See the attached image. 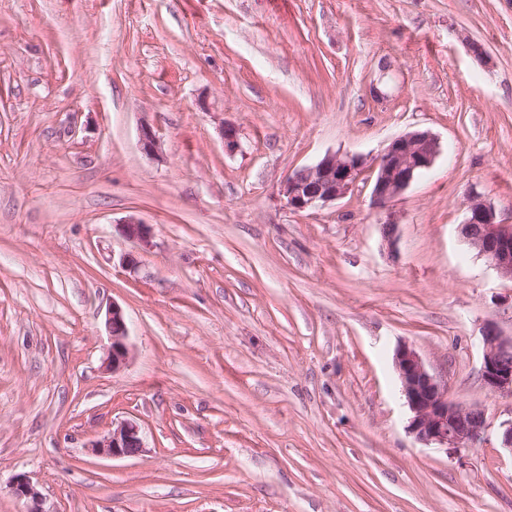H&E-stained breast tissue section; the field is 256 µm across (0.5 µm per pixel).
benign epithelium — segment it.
<instances>
[{"instance_id":"benign-epithelium-1","label":"benign epithelium","mask_w":512,"mask_h":512,"mask_svg":"<svg viewBox=\"0 0 512 512\" xmlns=\"http://www.w3.org/2000/svg\"><path fill=\"white\" fill-rule=\"evenodd\" d=\"M441 153L438 138L429 131H412L393 139L372 164L375 179L371 205L386 214L382 221L383 238L395 245L397 222L391 212L393 203L409 188L419 171L433 166ZM367 160L354 153L326 155L316 165L286 176L281 193L288 208L300 212L333 202L356 185ZM464 237L502 275L512 279V224L497 219L494 207L474 193L468 198L467 216L461 227ZM123 236L136 246L149 243L145 224L130 217L122 223ZM110 345L106 368L120 371L128 362V327L122 307L112 304L105 316ZM483 353L481 381L493 394L512 396V337L503 336L489 323L482 330ZM394 367L411 413L408 429L417 441L454 452L480 444L486 430L483 411L465 409L448 399L447 384L432 375L417 350L407 344L394 353ZM88 451L100 458L136 457L145 451L137 424L123 422L112 432L92 442ZM14 495L26 501V512H50L35 484L25 475L15 479Z\"/></svg>"}]
</instances>
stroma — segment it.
<instances>
[{
  "instance_id": "stroma-1",
  "label": "stroma",
  "mask_w": 512,
  "mask_h": 512,
  "mask_svg": "<svg viewBox=\"0 0 512 512\" xmlns=\"http://www.w3.org/2000/svg\"><path fill=\"white\" fill-rule=\"evenodd\" d=\"M413 130L441 153L395 246L372 171L288 208L289 173ZM473 190L512 224V0H0V512L20 474L48 512H512V397L480 380L512 279L461 234ZM404 343L478 447L409 433ZM125 421L145 452L89 453ZM105 329L110 345L105 359L106 368L112 372L120 371L128 362L130 350L127 343L128 327L122 307L112 303L106 311Z\"/></svg>"
}]
</instances>
